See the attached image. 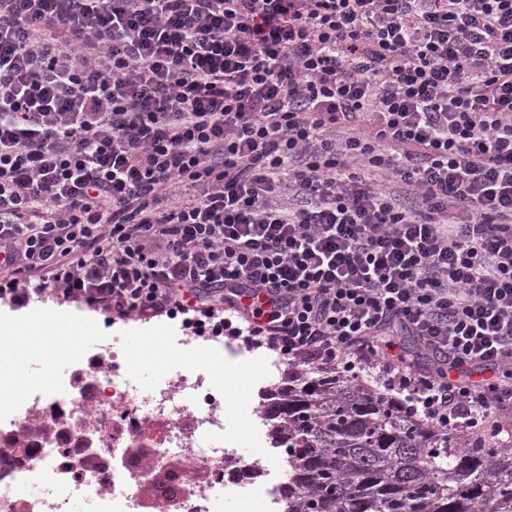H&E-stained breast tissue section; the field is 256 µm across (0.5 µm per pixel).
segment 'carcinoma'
<instances>
[{"label": "carcinoma", "instance_id": "obj_1", "mask_svg": "<svg viewBox=\"0 0 512 512\" xmlns=\"http://www.w3.org/2000/svg\"><path fill=\"white\" fill-rule=\"evenodd\" d=\"M260 417L287 449L288 512H512V450L334 369L280 377Z\"/></svg>", "mask_w": 512, "mask_h": 512}]
</instances>
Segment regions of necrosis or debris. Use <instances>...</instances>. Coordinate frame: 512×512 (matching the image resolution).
<instances>
[{
  "label": "necrosis or debris",
  "mask_w": 512,
  "mask_h": 512,
  "mask_svg": "<svg viewBox=\"0 0 512 512\" xmlns=\"http://www.w3.org/2000/svg\"><path fill=\"white\" fill-rule=\"evenodd\" d=\"M103 350L110 374L101 373L97 356L79 354L69 378H50L0 407V453L11 458L0 464V512H66L77 493L85 512H142L144 476L170 456L194 482L161 512H224L219 490L243 471L264 479L249 512H287L280 472L262 464L276 449L248 462L225 441L224 398L204 368L163 373L144 400L117 347ZM32 487L37 497H27Z\"/></svg>",
  "instance_id": "necrosis-or-debris-1"
}]
</instances>
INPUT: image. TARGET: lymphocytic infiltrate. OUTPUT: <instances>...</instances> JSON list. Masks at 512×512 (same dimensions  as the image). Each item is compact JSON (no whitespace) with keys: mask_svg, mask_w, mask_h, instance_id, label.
Wrapping results in <instances>:
<instances>
[{"mask_svg":"<svg viewBox=\"0 0 512 512\" xmlns=\"http://www.w3.org/2000/svg\"><path fill=\"white\" fill-rule=\"evenodd\" d=\"M34 291L482 429L512 409V0H0V299Z\"/></svg>","mask_w":512,"mask_h":512,"instance_id":"f902f5d3","label":"lymphocytic infiltrate"}]
</instances>
